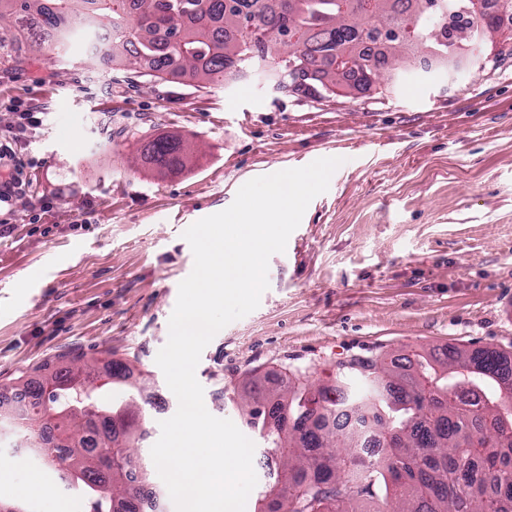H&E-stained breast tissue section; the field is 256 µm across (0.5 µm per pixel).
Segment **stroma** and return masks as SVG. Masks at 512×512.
<instances>
[{"mask_svg":"<svg viewBox=\"0 0 512 512\" xmlns=\"http://www.w3.org/2000/svg\"><path fill=\"white\" fill-rule=\"evenodd\" d=\"M21 101L43 123L21 140L28 188L0 234V393L40 380L65 353L127 367L149 433L178 401L155 362L194 257L183 232L228 208L247 181L322 157L344 163L269 261L259 307L212 339L196 368L207 410L240 423L253 370L297 368L332 386L354 357L435 347L512 351V58L466 55L456 73L424 61L370 91L276 89L257 77L203 85L112 68L76 37L0 74V129ZM179 138L183 168L144 163ZM25 458L0 501L84 512L80 492L21 431L0 425V460ZM40 489L18 494L31 476ZM148 488L175 512L156 468Z\"/></svg>","mask_w":512,"mask_h":512,"instance_id":"35a3bbf8","label":"stroma"}]
</instances>
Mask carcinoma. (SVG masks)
<instances>
[{
	"instance_id": "cac0c4a2",
	"label": "carcinoma",
	"mask_w": 512,
	"mask_h": 512,
	"mask_svg": "<svg viewBox=\"0 0 512 512\" xmlns=\"http://www.w3.org/2000/svg\"><path fill=\"white\" fill-rule=\"evenodd\" d=\"M356 0H0V66H17L14 47L41 50L74 35L88 40L105 30L110 61L149 69L161 78L182 71L199 83L231 73L282 77L268 59L288 55L304 80L336 92L358 88L366 75L333 68L336 52L367 69L404 68L432 50L470 34L488 38L504 28L501 14L483 28L454 25L469 0H372L363 16ZM296 29L302 40L281 38ZM160 169L184 166L181 142L152 141L143 152ZM399 356L354 358L339 371L366 389L351 396L342 386L315 387L292 372L283 388L253 372L243 381L241 418L263 440V459L277 479L261 492L264 512H512V353L494 347L455 348L402 363ZM91 365L77 354L45 382L23 383L26 394L46 387L48 401L24 404L0 417L42 422L27 433L65 481L80 486L87 512H136L147 467L131 443L142 439L140 411L112 387L87 386ZM340 408L368 416L389 462L365 463L359 429L342 434L322 422Z\"/></svg>"
}]
</instances>
